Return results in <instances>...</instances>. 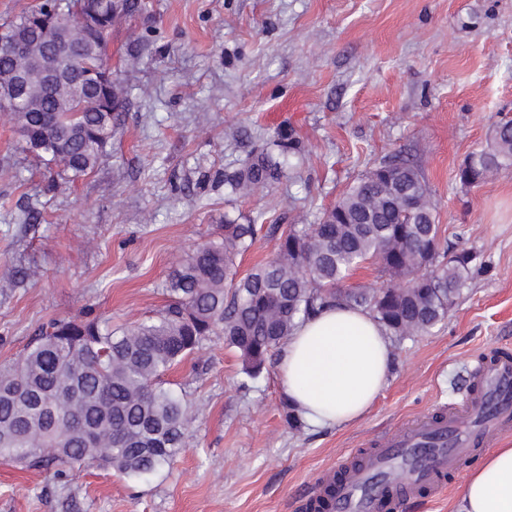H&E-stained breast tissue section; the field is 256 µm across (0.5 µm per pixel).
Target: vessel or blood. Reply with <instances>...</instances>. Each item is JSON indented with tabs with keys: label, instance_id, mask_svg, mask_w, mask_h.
<instances>
[{
	"label": "vessel or blood",
	"instance_id": "vessel-or-blood-1",
	"mask_svg": "<svg viewBox=\"0 0 512 512\" xmlns=\"http://www.w3.org/2000/svg\"><path fill=\"white\" fill-rule=\"evenodd\" d=\"M512 433V351L481 358L462 404L378 439L324 473L314 512H392L434 498L480 449Z\"/></svg>",
	"mask_w": 512,
	"mask_h": 512
}]
</instances>
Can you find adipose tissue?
<instances>
[{"mask_svg": "<svg viewBox=\"0 0 512 512\" xmlns=\"http://www.w3.org/2000/svg\"><path fill=\"white\" fill-rule=\"evenodd\" d=\"M393 349L368 311L338 305L300 323L277 364L282 394L310 424L359 422L388 384ZM457 512H512V447L468 473Z\"/></svg>", "mask_w": 512, "mask_h": 512, "instance_id": "ef3b65f1", "label": "adipose tissue"}]
</instances>
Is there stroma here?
Masks as SVG:
<instances>
[{"mask_svg":"<svg viewBox=\"0 0 512 512\" xmlns=\"http://www.w3.org/2000/svg\"><path fill=\"white\" fill-rule=\"evenodd\" d=\"M138 2L112 25L107 60L127 94L93 173L58 178L0 117V366L55 319L154 317L177 262L220 237L225 216L314 223L399 154L472 270L447 319L393 342L389 382L360 422L292 427L277 357L249 381L213 336L164 377L194 408L172 467L60 480L0 463V512H307L325 471L460 402L478 359L512 349V169L459 180L512 118V0ZM281 133L302 148L291 178L225 195V172Z\"/></svg>","mask_w":512,"mask_h":512,"instance_id":"35a3bbf8","label":"stroma"}]
</instances>
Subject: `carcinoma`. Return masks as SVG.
Segmentation results:
<instances>
[{
	"label": "carcinoma",
	"instance_id": "obj_1",
	"mask_svg": "<svg viewBox=\"0 0 512 512\" xmlns=\"http://www.w3.org/2000/svg\"><path fill=\"white\" fill-rule=\"evenodd\" d=\"M77 0H43L36 13L74 15ZM33 58L0 53V76L32 67ZM125 87L111 89L112 111L99 112L84 86L64 85L34 95L7 113L33 153L58 176L93 172L119 125ZM300 148L282 135L253 151L224 186L247 196L289 177L285 156ZM401 189L365 176L313 224H291L275 239L272 257L235 280L239 256L253 245L264 213L224 216V237L190 252L167 281L171 300L159 316L117 331L95 320L59 319L41 328L11 364L0 368V459L29 469L91 464L133 479L171 465L182 450L192 405L163 386L162 376L220 331L259 376L268 354L303 321L336 303L369 311L397 339L423 334L448 317L471 273L469 252L428 251L440 225L416 223L434 215L420 171L407 161ZM512 167V119L492 125L490 145L470 155L460 181L472 185ZM375 260L398 295L339 284Z\"/></svg>",
	"mask_w": 512,
	"mask_h": 512
}]
</instances>
